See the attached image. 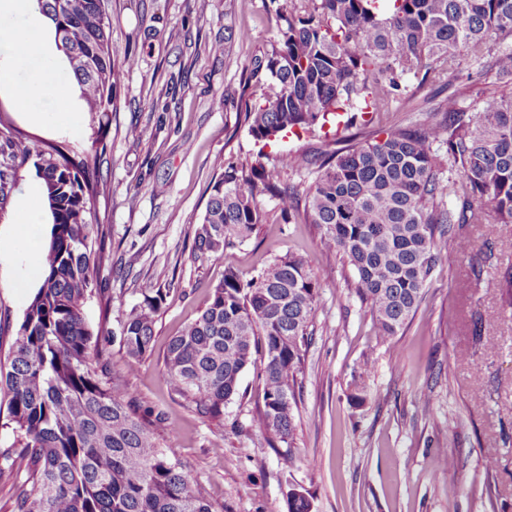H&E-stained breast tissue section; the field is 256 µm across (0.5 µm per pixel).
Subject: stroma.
<instances>
[{
  "mask_svg": "<svg viewBox=\"0 0 512 512\" xmlns=\"http://www.w3.org/2000/svg\"><path fill=\"white\" fill-rule=\"evenodd\" d=\"M109 23L113 59L131 55L137 64L125 71L109 114L98 173L110 192L98 218L109 230L111 261L84 314L92 326L114 329L145 296L165 292L152 354L132 372L112 344L109 363L143 407L167 413L175 452L220 512H289L294 489L310 492L311 512H512V312L500 301L499 260L484 258L490 233L512 239V224L464 225L471 254L439 262L416 315L387 342L354 293L353 267L324 246L304 205L286 221L274 201L262 199L265 220L251 239L204 263L192 258L219 160L261 153L272 163L381 129L422 131L438 120L448 92L412 76L414 97L364 113L353 127L316 128L261 147L239 106L252 56L277 30L271 0H111ZM217 44L222 53H214ZM0 109L21 134L78 153L91 146V115L74 132L55 102H42L32 106L41 118L35 124L1 86ZM133 124L140 138L127 136ZM286 254L304 258L319 288L297 378L295 430L272 446L258 420V367L242 374L218 423L180 404L163 353L226 269L250 276ZM479 262L483 276L470 281L468 267ZM39 285L24 245L0 252V339L14 336ZM358 384L361 406L351 398ZM447 459L454 470L443 468Z\"/></svg>",
  "mask_w": 512,
  "mask_h": 512,
  "instance_id": "1",
  "label": "stroma"
}]
</instances>
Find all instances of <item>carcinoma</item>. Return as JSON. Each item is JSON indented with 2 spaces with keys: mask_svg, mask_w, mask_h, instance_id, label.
I'll return each mask as SVG.
<instances>
[{
  "mask_svg": "<svg viewBox=\"0 0 512 512\" xmlns=\"http://www.w3.org/2000/svg\"><path fill=\"white\" fill-rule=\"evenodd\" d=\"M279 29L250 61L248 80L262 98L244 101V122L257 142L295 136L331 120L352 126L358 113L383 112L406 92L405 76L423 61L420 84L440 83L464 53L484 61L490 81L478 89L470 118L448 94L445 117L424 133L392 129L344 152L325 150L261 161L246 169L219 163L205 212L194 227L192 255L218 258L248 240L264 214L258 197L289 216L296 197L281 170L319 164L308 198L324 245L356 273L355 292L370 309L377 336L397 335L418 311L428 279L452 248L466 256L460 229L492 217L512 223V52L490 42L512 35V0H275ZM56 48L80 86L88 111H112L127 56L112 59L107 0H37ZM95 131L91 151L76 160L64 147L5 136L0 197L19 168L32 163L50 212L42 284L0 367L9 396L11 449L0 452V480L21 474L14 512H218L202 486L170 454L174 431L141 407L112 376L106 345L119 343L131 367L151 353L162 291L127 311L117 330L95 332L84 317L107 259L108 228L97 218L107 186L94 178L106 144ZM444 145L458 177L444 184L433 144ZM318 282L306 261L278 257L246 279L228 269L197 318L170 339L163 355L173 391L208 419L224 416L242 373L263 356L260 423L273 436L294 431L295 385L315 312ZM502 306L512 309V265L500 276Z\"/></svg>",
  "mask_w": 512,
  "mask_h": 512,
  "instance_id": "carcinoma-1",
  "label": "carcinoma"
}]
</instances>
